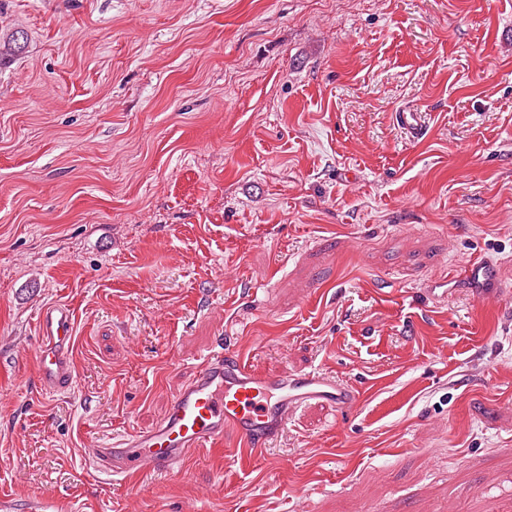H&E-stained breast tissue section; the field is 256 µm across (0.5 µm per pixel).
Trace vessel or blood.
<instances>
[{"label": "vessel or blood", "instance_id": "1", "mask_svg": "<svg viewBox=\"0 0 512 512\" xmlns=\"http://www.w3.org/2000/svg\"><path fill=\"white\" fill-rule=\"evenodd\" d=\"M464 276L477 289L499 286L494 266L486 261L469 263ZM37 327L41 334L37 352L41 389L48 394L71 392L76 382L71 309L64 304L43 309ZM311 401L352 410L360 402V391L317 371L262 375L234 346L221 345L201 359L154 427L95 449L92 460L96 472L117 480L173 472L182 467L192 450L228 440L241 455L256 456L284 432L296 411Z\"/></svg>", "mask_w": 512, "mask_h": 512}]
</instances>
